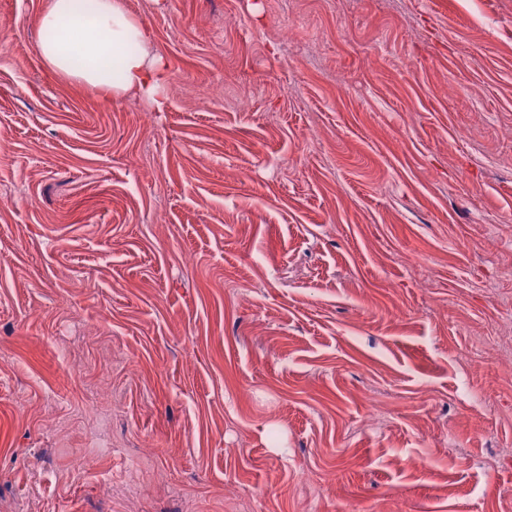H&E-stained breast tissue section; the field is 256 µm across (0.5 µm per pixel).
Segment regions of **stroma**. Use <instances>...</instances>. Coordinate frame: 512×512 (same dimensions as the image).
Wrapping results in <instances>:
<instances>
[{
	"label": "stroma",
	"instance_id": "obj_1",
	"mask_svg": "<svg viewBox=\"0 0 512 512\" xmlns=\"http://www.w3.org/2000/svg\"><path fill=\"white\" fill-rule=\"evenodd\" d=\"M48 2L0 0V512H512V0H130L162 112L52 73Z\"/></svg>",
	"mask_w": 512,
	"mask_h": 512
}]
</instances>
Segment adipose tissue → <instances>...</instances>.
<instances>
[{
    "mask_svg": "<svg viewBox=\"0 0 512 512\" xmlns=\"http://www.w3.org/2000/svg\"><path fill=\"white\" fill-rule=\"evenodd\" d=\"M37 27L40 56L55 75L111 101L136 93L163 111L167 66L127 0H50Z\"/></svg>",
    "mask_w": 512,
    "mask_h": 512,
    "instance_id": "adipose-tissue-1",
    "label": "adipose tissue"
}]
</instances>
